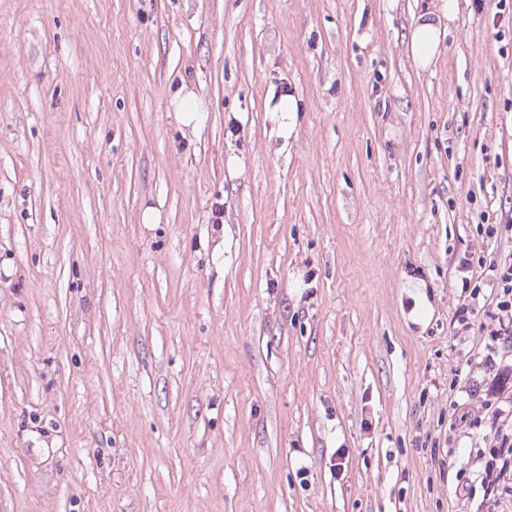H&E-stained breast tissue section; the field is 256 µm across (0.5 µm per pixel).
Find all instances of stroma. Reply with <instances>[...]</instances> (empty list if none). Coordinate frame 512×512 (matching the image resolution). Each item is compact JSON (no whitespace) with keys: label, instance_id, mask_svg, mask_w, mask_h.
Wrapping results in <instances>:
<instances>
[{"label":"stroma","instance_id":"35a3bbf8","mask_svg":"<svg viewBox=\"0 0 512 512\" xmlns=\"http://www.w3.org/2000/svg\"><path fill=\"white\" fill-rule=\"evenodd\" d=\"M445 2L0 0V512H479L512 0L419 67ZM444 32L445 27L441 29L438 16L430 12L419 17L411 31L409 49L413 59L421 67H427L438 53L441 33Z\"/></svg>","mask_w":512,"mask_h":512}]
</instances>
